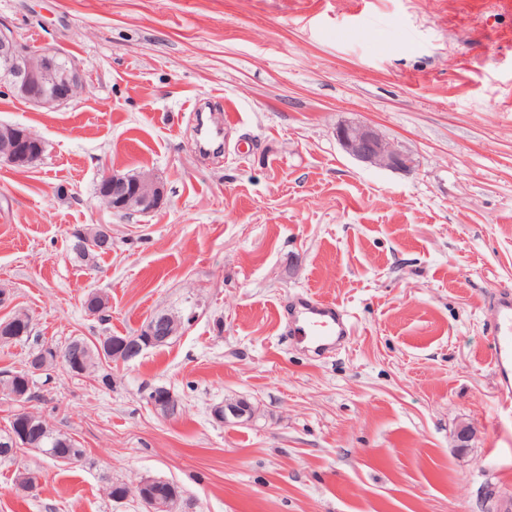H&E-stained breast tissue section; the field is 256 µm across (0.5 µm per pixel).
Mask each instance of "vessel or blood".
Listing matches in <instances>:
<instances>
[{
  "mask_svg": "<svg viewBox=\"0 0 512 512\" xmlns=\"http://www.w3.org/2000/svg\"><path fill=\"white\" fill-rule=\"evenodd\" d=\"M489 332L494 377L499 397L512 403V289L500 287L493 298ZM286 330L306 351L323 356L341 348L349 334V317L337 304L302 295L289 317Z\"/></svg>",
  "mask_w": 512,
  "mask_h": 512,
  "instance_id": "vessel-or-blood-1",
  "label": "vessel or blood"
}]
</instances>
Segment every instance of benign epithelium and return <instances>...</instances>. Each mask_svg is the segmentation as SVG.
<instances>
[{
  "label": "benign epithelium",
  "instance_id": "1",
  "mask_svg": "<svg viewBox=\"0 0 512 512\" xmlns=\"http://www.w3.org/2000/svg\"><path fill=\"white\" fill-rule=\"evenodd\" d=\"M63 55L50 48L36 47L19 39L14 31L0 24V87L11 95L37 108H52L75 98L83 88L80 66L71 61L60 64ZM336 140L352 158L368 166L403 173L414 171L415 160L399 142L383 135L375 126L364 122H345L336 126ZM45 151V142L29 130L7 126L0 137V159L16 165L31 166ZM98 199L113 214L137 212L148 214L159 208L166 196L160 181L148 174L135 176L108 173L101 178ZM96 250L112 251V225L95 224L82 232L80 244ZM182 318L157 314L143 328V338L130 340L123 346L124 361L139 356L155 343L168 339L181 330ZM143 393L151 404H174L171 391L162 386L146 385ZM213 417L225 423L245 424L255 416L254 406L244 399L217 405ZM164 480L143 477L135 483L137 498L147 512H170L171 497L163 489Z\"/></svg>",
  "mask_w": 512,
  "mask_h": 512
}]
</instances>
